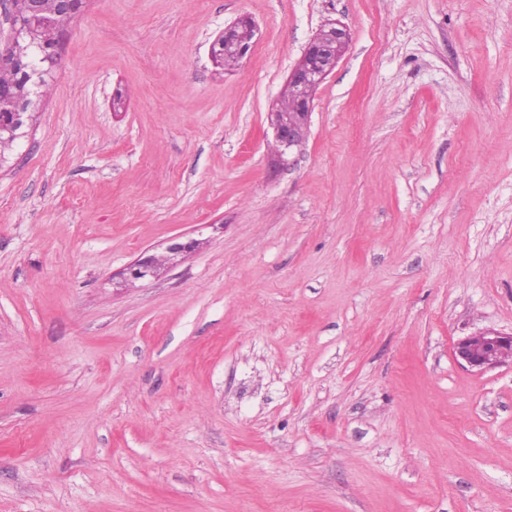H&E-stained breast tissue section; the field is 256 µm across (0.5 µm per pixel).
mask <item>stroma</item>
Masks as SVG:
<instances>
[{
	"mask_svg": "<svg viewBox=\"0 0 512 512\" xmlns=\"http://www.w3.org/2000/svg\"><path fill=\"white\" fill-rule=\"evenodd\" d=\"M51 84L0 165V512H512V362L453 356L512 332V0H85ZM250 21L249 19H241L224 28V32L210 47V54L214 61L220 56H223L224 68L233 67L239 63L240 59L232 50L226 52L225 50L233 48L242 59L249 54L252 45L239 43L236 38V31L242 26H250L253 28V24ZM326 24L331 26L330 40L324 41L319 35L314 36L305 48L300 62L288 75V85L301 95L299 112H295V91L289 86L280 102L282 112H271L273 140L281 161H285L283 157L289 156L301 144L305 134L307 135L313 108V92L331 71L324 66L325 58L334 56L337 64L350 40L349 30L343 23L332 21ZM288 112L294 113L288 115ZM195 244L194 239H186L183 236L171 238L162 252L132 262L125 270L124 279L139 283L155 281L161 275L162 270L172 265L178 257L192 251ZM158 255L164 256L167 259V263L164 265L159 264L156 261ZM454 357L459 365L476 372L494 369L512 360V333L484 331L465 337L454 345Z\"/></svg>",
	"mask_w": 512,
	"mask_h": 512,
	"instance_id": "obj_1",
	"label": "stroma"
}]
</instances>
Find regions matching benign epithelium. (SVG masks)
<instances>
[{"mask_svg": "<svg viewBox=\"0 0 512 512\" xmlns=\"http://www.w3.org/2000/svg\"><path fill=\"white\" fill-rule=\"evenodd\" d=\"M251 25L250 20L241 19L224 28V32L211 44L210 54L216 60L227 49L234 51L242 58L246 57L251 46L237 41L236 31L242 26ZM331 37L325 41L314 36L304 50L302 59L288 75V85L300 94L298 111L293 114L286 112L271 113L273 140L277 147L278 157L290 154L298 147L308 132L311 111L313 108V92L326 79L330 69L324 66L328 56L341 58L349 40L347 27L339 22H330ZM195 247V240L176 236L169 240L160 255L167 259L164 265L156 261V255H150L132 262L125 270L124 279L131 282L150 283L159 278V274L176 259ZM512 352V333L503 334L496 331H484L465 337L454 345V357L459 365L476 372L494 369L502 363L512 360L507 353Z\"/></svg>", "mask_w": 512, "mask_h": 512, "instance_id": "benign-epithelium-1", "label": "benign epithelium"}]
</instances>
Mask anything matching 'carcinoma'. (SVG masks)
<instances>
[{"mask_svg":"<svg viewBox=\"0 0 512 512\" xmlns=\"http://www.w3.org/2000/svg\"><path fill=\"white\" fill-rule=\"evenodd\" d=\"M14 15L22 22L15 46L10 49L11 62L0 64V165L7 161L19 141L26 137V127L17 122L16 113L32 108L34 93L45 95L48 77L56 68V48L71 21L56 15V0H12ZM29 64L45 71L42 85L34 89L23 74Z\"/></svg>","mask_w":512,"mask_h":512,"instance_id":"obj_1","label":"carcinoma"}]
</instances>
